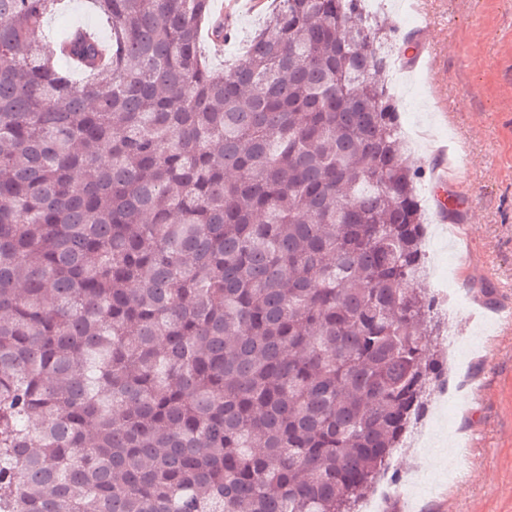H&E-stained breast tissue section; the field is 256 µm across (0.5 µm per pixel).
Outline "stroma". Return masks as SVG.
Instances as JSON below:
<instances>
[{
	"mask_svg": "<svg viewBox=\"0 0 512 512\" xmlns=\"http://www.w3.org/2000/svg\"><path fill=\"white\" fill-rule=\"evenodd\" d=\"M422 22L400 0H368L394 45L426 44L422 65L399 64L389 76L403 129L421 132L404 154L429 162L448 146L468 172V198L454 236L438 228L431 176L418 185L428 217L424 248L434 275L450 269L470 307L440 322L438 341L457 379L458 406L438 418L434 447L408 436L392 471L401 476L384 512H512V0H419ZM260 9L233 12L235 40L213 47L214 63H231L257 24ZM464 449L469 467L448 483L449 450Z\"/></svg>",
	"mask_w": 512,
	"mask_h": 512,
	"instance_id": "35a3bbf8",
	"label": "stroma"
}]
</instances>
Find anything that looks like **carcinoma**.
Instances as JSON below:
<instances>
[{
    "mask_svg": "<svg viewBox=\"0 0 512 512\" xmlns=\"http://www.w3.org/2000/svg\"><path fill=\"white\" fill-rule=\"evenodd\" d=\"M0 0V512H357L444 360L391 29ZM77 63L80 78L58 61ZM76 4H82V8L76 10L75 5L73 3L64 4L61 9L52 15V19L48 24L46 29L52 30L54 28L65 27L68 24L80 25L85 24L90 27L98 29L103 35L107 34V30L105 26L94 15L92 10L90 9V4L85 3L84 1L74 2ZM262 1L264 2L252 11H232V28L234 29L237 37L232 41L228 39L222 47L216 46V51L214 50L210 41L207 39L205 33H202L201 47L203 51L209 55L210 58H212L215 64L221 63L224 67L225 63L228 65L232 62V59L234 58L238 49H240L245 44L247 36L250 35L252 28L258 23L265 5L270 2L269 0Z\"/></svg>",
    "mask_w": 512,
    "mask_h": 512,
    "instance_id": "carcinoma-1",
    "label": "carcinoma"
}]
</instances>
